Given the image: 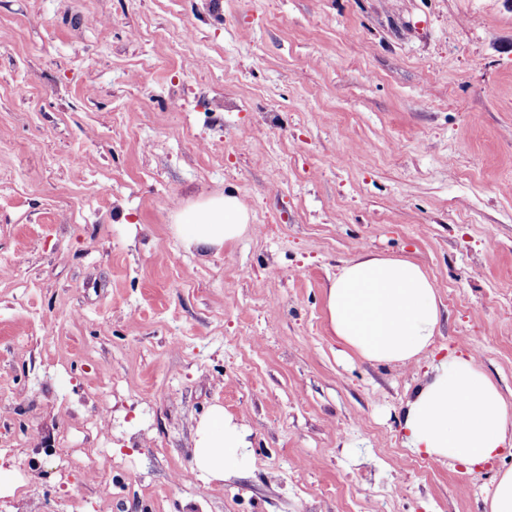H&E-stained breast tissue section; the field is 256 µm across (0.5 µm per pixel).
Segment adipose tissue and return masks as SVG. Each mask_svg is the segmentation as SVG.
<instances>
[{"mask_svg":"<svg viewBox=\"0 0 512 512\" xmlns=\"http://www.w3.org/2000/svg\"><path fill=\"white\" fill-rule=\"evenodd\" d=\"M239 199L224 195L183 211L178 230L187 247L207 251L234 243L248 229ZM332 333L361 358L405 362L433 342L440 312L436 286L408 258L362 255L344 263L326 290ZM404 445L433 460L474 466L512 445V408L475 356L443 358L408 401ZM245 429L212 407L195 431L191 471L221 481L249 459Z\"/></svg>","mask_w":512,"mask_h":512,"instance_id":"obj_1","label":"adipose tissue"}]
</instances>
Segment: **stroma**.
<instances>
[{
    "mask_svg": "<svg viewBox=\"0 0 512 512\" xmlns=\"http://www.w3.org/2000/svg\"><path fill=\"white\" fill-rule=\"evenodd\" d=\"M221 2L0 0V512H484L512 453L424 476L398 420L451 354L512 405V0ZM228 192L248 232L187 247ZM365 253L436 285L412 361L329 328ZM216 405L251 460L181 484ZM178 223L187 247L207 251L242 237L248 229L249 215L236 196L224 195L183 211Z\"/></svg>",
    "mask_w": 512,
    "mask_h": 512,
    "instance_id": "stroma-1",
    "label": "stroma"
}]
</instances>
